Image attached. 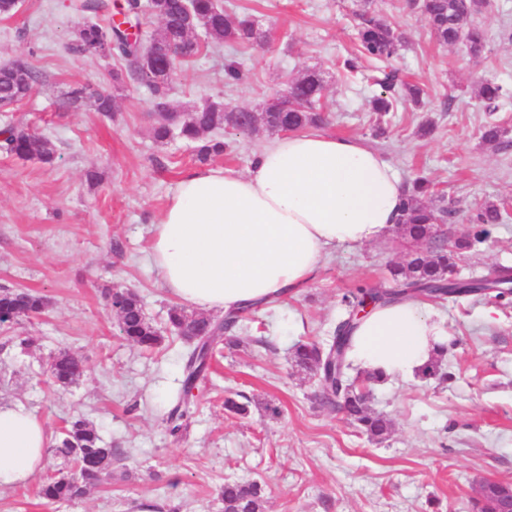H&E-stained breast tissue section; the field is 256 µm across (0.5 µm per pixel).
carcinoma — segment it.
<instances>
[{
    "label": "carcinoma",
    "mask_w": 512,
    "mask_h": 512,
    "mask_svg": "<svg viewBox=\"0 0 512 512\" xmlns=\"http://www.w3.org/2000/svg\"><path fill=\"white\" fill-rule=\"evenodd\" d=\"M416 7L424 16L430 33L443 44L462 43L471 56L480 58L485 53L487 38L483 28L473 21L484 4L480 0H418ZM77 9L82 13V25L76 39L68 50L84 56L112 58L124 63V73L132 83L138 74L139 59L144 45L155 47L180 43L184 47L180 62H189L202 55L211 46L238 44L252 46L266 40L254 22L242 19L227 12L217 0H124L112 10L104 0H81ZM361 27L358 32V54L344 60L346 72L358 70L362 59L388 60L398 47V38L392 29L379 19L371 7L360 13ZM155 19L158 27L153 30L148 41L132 37L130 29L141 28L143 21ZM155 68L162 75L159 82L146 81L140 86L146 88L163 109L168 108V61L162 57L155 59ZM41 74L26 62L13 63L0 67V101L20 103L30 96ZM383 91L373 99L372 111L376 114L373 127L375 135L385 133L383 118L394 111L397 98L391 93L392 83L385 81ZM293 97L286 102L272 101L255 116V127L266 131L279 132L288 129L292 132L318 127L323 122L319 105L323 92L320 76L307 73L290 85ZM505 94L501 85L484 80L479 83L478 95L488 105L497 107V102ZM93 103L101 115L109 117L117 108L116 97L105 93L92 92L86 86L75 87L69 92L68 104L72 107L85 102ZM231 128L241 131L236 109L228 105L214 104L210 108L200 107L188 119L174 127L164 118L152 127L153 137L166 141L177 136L195 144L196 158L205 163L224 153L225 143L211 139L207 134L215 130ZM0 151L21 159L36 158L44 163L54 159L51 142L31 129L17 122L0 132ZM437 196L435 185L428 179L415 180L407 190L402 204L399 224L403 234L412 241L428 239L432 227L443 218L448 210L433 203ZM503 218L498 205L487 203L471 219L474 224L471 234L449 244L440 238L427 255L413 254L403 266L391 270L395 289L378 291L359 287L342 297L346 317L336 326L331 340L324 345L318 343H298L292 351L295 365L303 370L316 371L325 380L322 402L329 406L343 408V411L371 438H384L389 434L390 420L374 413L367 405V399L357 395L356 377L350 351L354 343V332L359 323V314L372 306H385L422 295L444 298L448 295L460 297L470 291L450 290L438 286L442 278L453 280L456 260L461 252L481 241L486 236L487 224H497ZM512 282V273L504 269L497 277L473 284L475 288L494 285L498 296L511 292L504 285ZM106 299L116 311L119 319L120 335L127 341L144 349L153 350L163 340L162 330L149 322L143 312L138 296L129 289L115 288L109 291ZM47 305L40 294L21 290L0 292V325L10 324L22 317L39 315ZM255 304L243 305L224 315L219 326H214L213 318L203 311L188 310L180 306L169 309L167 323L180 338L193 344V349L185 358L183 379L175 403L166 413V423L171 433L182 428L181 421L189 412L193 390L206 380L213 354L226 339V334L238 327ZM49 372L61 387L75 383L83 373L81 362L69 353L53 358ZM56 451L66 460L78 464L83 471L80 481L67 474L48 475L43 479L39 494L53 503H64L84 496L112 478L113 448L106 447L98 431L82 419H74L64 426L55 437ZM224 512H264V489L256 481L241 482L228 480L220 490ZM476 505L481 512H499L502 508L500 485L487 483Z\"/></svg>",
    "instance_id": "cac0c4a2"
}]
</instances>
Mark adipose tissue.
<instances>
[{"instance_id": "adipose-tissue-1", "label": "adipose tissue", "mask_w": 512, "mask_h": 512, "mask_svg": "<svg viewBox=\"0 0 512 512\" xmlns=\"http://www.w3.org/2000/svg\"><path fill=\"white\" fill-rule=\"evenodd\" d=\"M405 192L389 162L357 139L281 135L245 173L184 174L155 224L152 260L181 302L229 311L305 284L333 247L381 239ZM447 344L442 322L415 300L368 308L353 358L392 378L417 372ZM48 443L33 413L0 405V488L31 480Z\"/></svg>"}]
</instances>
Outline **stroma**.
Segmentation results:
<instances>
[{
	"mask_svg": "<svg viewBox=\"0 0 512 512\" xmlns=\"http://www.w3.org/2000/svg\"><path fill=\"white\" fill-rule=\"evenodd\" d=\"M223 3L251 16L268 39L181 65L171 91L176 111L209 101L257 110L291 80L318 73L322 132L361 140L402 181H433L449 211L447 240L465 236L485 203L503 207L487 241L459 259V277L512 269V98L489 113L477 93L484 77L512 89V0H491L478 16L487 35L480 60L464 45L439 44L411 0H374L401 40L389 69L419 85L425 102L398 101L382 138L370 131L369 100L379 86L339 68L357 51L362 0ZM78 21L72 0H20L13 16H0V66L25 60L42 74L14 113L56 147L50 164L0 153V290L30 289L49 301L41 316L0 328V404L22 405L52 435L82 417L115 450L112 478L58 504L39 497L36 476L0 490V512H221L228 479L263 484L266 512H473L479 485L512 484V294L430 300L449 333L443 374L371 385L369 407L392 423L382 440L322 404L317 377L292 360L295 343L331 338L349 291L391 288L390 267L414 251L397 228L373 243L337 247L310 282L252 310L235 346L217 348L184 429L169 433L161 409L181 386L190 346L168 332L155 350L141 351L120 335L103 291L132 289L147 318L164 325L177 299L152 263L153 229L180 178L199 164L192 145L153 139L147 91L114 90L118 60L68 51ZM228 61L238 64L239 81H225ZM78 84L116 91L117 111L106 119L90 105L68 106ZM492 119L508 131L497 145L481 139ZM428 120L434 130L424 137L419 126ZM216 136L227 149L213 166L236 174L273 138L265 130ZM90 171L97 181H88ZM62 351L84 366L64 389L47 373ZM230 393L245 397L247 415L225 411Z\"/></svg>",
	"mask_w": 512,
	"mask_h": 512,
	"instance_id": "obj_1",
	"label": "stroma"
}]
</instances>
